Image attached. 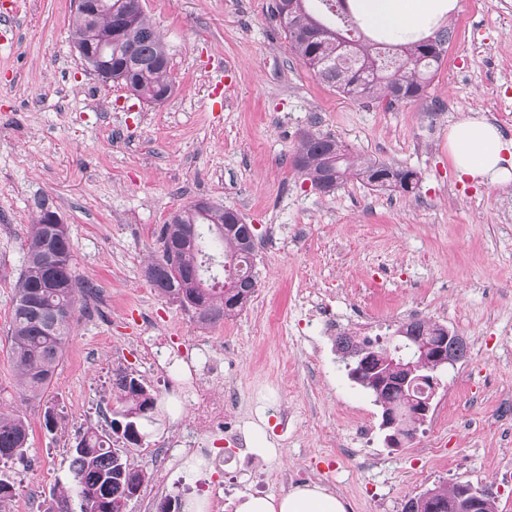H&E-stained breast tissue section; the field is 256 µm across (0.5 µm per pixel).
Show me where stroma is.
Returning <instances> with one entry per match:
<instances>
[{"mask_svg": "<svg viewBox=\"0 0 512 512\" xmlns=\"http://www.w3.org/2000/svg\"><path fill=\"white\" fill-rule=\"evenodd\" d=\"M271 4L143 0L176 81L155 106L79 63L72 0H0V405L30 426L0 512H45L69 481L76 436L111 433L99 412L119 368L156 398L141 443L123 446L153 476L154 445L174 440L193 409L171 402L133 344L195 334L223 338L212 386L231 395L228 418L262 429L273 451L225 438L222 478L178 469L165 496L217 493L234 512L243 494L287 492L280 476L294 470L301 484L330 487L347 512H402L410 497L458 481L492 489L498 512H512V184L460 182L448 159V127L471 111L512 138V0H459L425 99L392 109L321 83ZM308 131L415 170L416 191L352 178L334 194L315 191L292 166ZM37 196L67 224L76 272L94 289L49 390L25 402L8 330ZM198 200L256 227V292L215 325L196 324L144 276L162 225ZM273 233L280 244L266 248ZM317 297L361 338L415 314L465 340L466 359L438 372L430 413L405 447L388 446L373 396L349 378L335 337L308 321Z\"/></svg>", "mask_w": 512, "mask_h": 512, "instance_id": "35a3bbf8", "label": "stroma"}]
</instances>
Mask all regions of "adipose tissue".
I'll use <instances>...</instances> for the list:
<instances>
[{
    "label": "adipose tissue",
    "mask_w": 512,
    "mask_h": 512,
    "mask_svg": "<svg viewBox=\"0 0 512 512\" xmlns=\"http://www.w3.org/2000/svg\"><path fill=\"white\" fill-rule=\"evenodd\" d=\"M350 2L372 31L405 35L427 31L434 20L458 8V0ZM448 157L459 180L490 185L512 182V139L505 138L486 116L470 114L449 125ZM235 512H346V506L325 487L306 485L279 496H240Z\"/></svg>",
    "instance_id": "ef3b65f1"
}]
</instances>
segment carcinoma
<instances>
[{
	"instance_id": "1",
	"label": "carcinoma",
	"mask_w": 512,
	"mask_h": 512,
	"mask_svg": "<svg viewBox=\"0 0 512 512\" xmlns=\"http://www.w3.org/2000/svg\"><path fill=\"white\" fill-rule=\"evenodd\" d=\"M132 0H98L93 13L71 14L74 44L104 53L112 65V82L123 84L146 102L165 103L173 94L167 48L144 12L131 13ZM272 13L295 56L322 83L350 98L385 103L390 109L405 100L422 99L439 70L450 39V28L433 36L403 43L391 35H364L349 0H273ZM346 46L338 48L339 38ZM393 59L387 65L378 57L380 47ZM292 164L313 185L336 190L355 176L374 188L414 192L417 173L377 162L349 151L331 136H303ZM37 213L24 244V260L15 284L14 306L9 329V357L24 396L40 400L48 390L62 359L73 324L53 326L49 315L72 308L81 309L89 281L76 274L68 232L58 236L45 223L56 214L48 199L34 200ZM223 248L224 262L243 266L236 288L227 293L201 278L202 263L215 243ZM160 255L144 270L158 294L185 310L201 312L206 324H218L238 314L255 293V242L241 215L230 208L195 205L173 214L160 230ZM407 343L415 346L440 343L443 325L431 320L403 323ZM380 339L360 341L346 336L337 342L343 359L357 363L368 359ZM381 410L399 411L405 405L402 390L394 383L375 378L366 386ZM112 394L124 428L112 422V432L123 430V438L140 440L138 422L144 409H153L149 386L122 369L113 371ZM29 427L19 410L0 408V463L6 465L26 455ZM113 437L94 428L79 435L72 447L71 481L58 488L54 503L45 512H71L69 497L81 502V512H124L128 493L141 486L143 475L124 456L117 457ZM469 483L435 486L409 498L402 512H470L466 496Z\"/></svg>"
}]
</instances>
